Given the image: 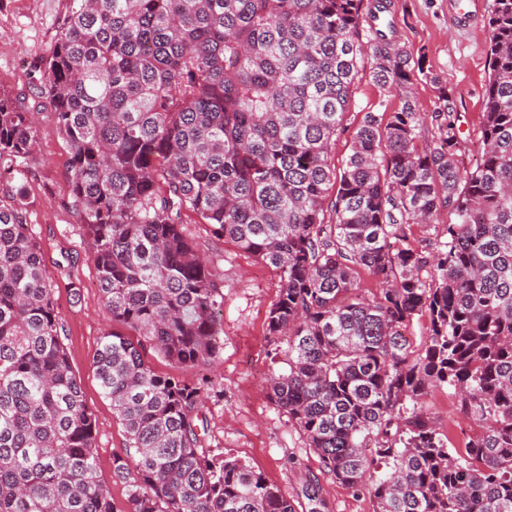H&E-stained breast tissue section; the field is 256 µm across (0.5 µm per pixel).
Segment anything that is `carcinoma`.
Returning a JSON list of instances; mask_svg holds the SVG:
<instances>
[{
  "instance_id": "1",
  "label": "carcinoma",
  "mask_w": 512,
  "mask_h": 512,
  "mask_svg": "<svg viewBox=\"0 0 512 512\" xmlns=\"http://www.w3.org/2000/svg\"><path fill=\"white\" fill-rule=\"evenodd\" d=\"M391 7L69 0L31 87L70 148L69 205L93 240L102 301L139 336L104 334L94 359L132 450L112 461L126 505L98 480L96 420L28 222L33 113L0 94V512H297L262 474L200 447L199 389L141 353L146 341L189 366L224 350V273L186 233L189 212L280 273L268 396L337 482L368 489L373 512H512V0L488 17L473 171L449 97L422 145L416 63ZM366 60L401 106L364 113L338 166ZM445 212L455 222L429 256L413 227ZM417 316L420 350L403 335ZM440 386L475 425L460 448L421 409Z\"/></svg>"
}]
</instances>
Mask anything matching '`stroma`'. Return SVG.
<instances>
[{"mask_svg":"<svg viewBox=\"0 0 512 512\" xmlns=\"http://www.w3.org/2000/svg\"><path fill=\"white\" fill-rule=\"evenodd\" d=\"M492 0H392L394 36L420 69L413 91L421 112L439 106L448 93L461 115L462 160L472 168L483 156L481 117L488 68ZM69 0H0V92L9 96L30 90L36 64L51 52ZM396 110V93L382 94L362 64L355 79L353 104L346 129L335 144V160L350 152L354 131L363 113L380 106ZM35 150L23 170L28 189V221L41 245L55 288L57 309L67 329L66 346L84 400L96 420L97 473L117 506H124L126 487L112 475L114 457L124 454L125 430L98 386L93 365L101 337L116 323L101 300L98 273L92 260L94 244L69 206L67 173L70 150L53 112L42 110L35 131ZM186 230L199 252L215 258L224 271L222 312L224 351L206 366H178L153 349L145 361L159 374L173 375L198 387L203 399L201 444L214 454L245 461L282 492L308 507L305 486L317 482L328 512H373L368 491L355 492L327 474L318 455L267 397L273 367L268 353L266 321L279 291V275L234 244L214 238L207 225L188 215ZM64 260L57 268L56 260ZM423 410L452 446L459 447L473 424L459 411L451 390L434 388Z\"/></svg>","mask_w":512,"mask_h":512,"instance_id":"stroma-1","label":"stroma"}]
</instances>
